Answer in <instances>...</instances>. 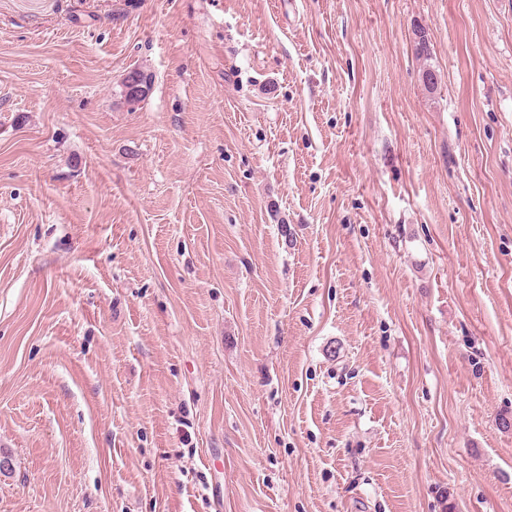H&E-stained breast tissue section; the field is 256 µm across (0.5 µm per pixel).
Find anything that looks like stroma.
Masks as SVG:
<instances>
[{
	"instance_id": "1",
	"label": "stroma",
	"mask_w": 512,
	"mask_h": 512,
	"mask_svg": "<svg viewBox=\"0 0 512 512\" xmlns=\"http://www.w3.org/2000/svg\"><path fill=\"white\" fill-rule=\"evenodd\" d=\"M0 452V512H512V0H0Z\"/></svg>"
}]
</instances>
